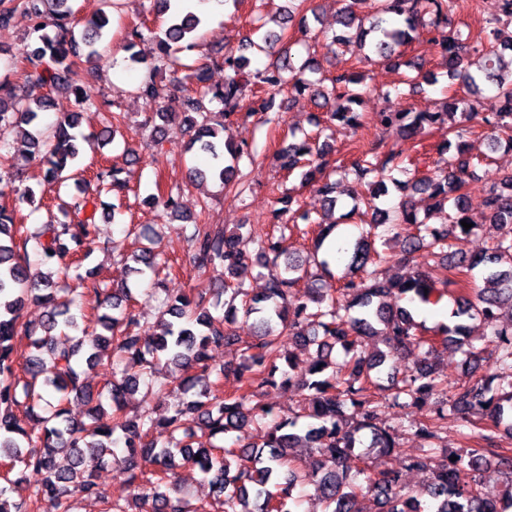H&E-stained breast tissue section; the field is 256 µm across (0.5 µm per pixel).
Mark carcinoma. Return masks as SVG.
Here are the masks:
<instances>
[{
  "mask_svg": "<svg viewBox=\"0 0 512 512\" xmlns=\"http://www.w3.org/2000/svg\"><path fill=\"white\" fill-rule=\"evenodd\" d=\"M72 0H0V28L12 25L16 12L28 20L21 76L25 83L49 89L50 94L32 100L24 86L8 76L0 79V135L11 133L14 141L39 158L41 188L52 189L72 180L80 196L59 199L57 207L63 219L44 224H16L14 212L0 207V512H73L78 495L104 505V512H129L128 504L109 501L92 475L81 469L83 456L90 453L101 459L114 456L113 448L122 446L121 464L134 496L141 500L140 512H292L295 492L303 486L314 488L323 504V512H363L361 499L374 496L377 512H512V448L500 446L497 428L507 422L512 427V174L495 178L493 188L483 200L482 215L500 229L492 247L472 257L459 251L458 241L480 228L472 222L467 205V176L472 165L464 137L467 123L484 108L482 121L496 132L512 129V59L504 60L512 43L498 46L497 25L512 22V0H500L501 15L487 21L483 36L468 44L459 34L440 28L448 0H377L370 20L353 9L356 0H347L339 10L338 27L326 34L340 48L367 51L385 65L395 64L401 48L416 38L423 28L440 49L447 63V76L460 80L463 93L448 96L438 112H405L391 106L378 113L385 128H395L408 140L433 125H448L447 170L435 175L417 172L401 181L393 172L402 167L403 150L389 149L383 158L356 160L351 173L362 180L377 174L375 190L360 199L373 213L380 212L376 200L393 185L405 194L394 212H383L381 220L363 228L360 236L332 255L322 251L336 222L327 221L338 206L336 183L330 181L326 159L328 152L315 137L291 143L278 152L282 167L303 170V183L312 186L324 198L326 211L315 217L299 200L288 194L277 199V214L288 216L293 228L308 234L320 227L307 257L285 256L282 238L255 235L240 224L229 233L217 224L186 222L189 259L199 274L218 272L220 290L229 294L224 315L215 316L206 307L205 288L168 297L162 302L157 321L159 332L141 334L142 326L131 307V288H109L94 270L81 271L89 252L86 240L96 232L97 198L102 193L120 195L128 188L120 178L122 168L101 164L91 168L80 160L78 141L82 111L96 109L109 114L107 126L99 136L115 135L124 115L116 100L99 97L94 91V69L79 76V64H92L100 56V45L107 42L110 19L97 14L75 31ZM171 0H147L144 11L168 16L166 28L155 31L143 23L126 32L125 51L133 64L150 71L168 65L177 68L178 53L196 47L194 32L207 16L188 6L170 11ZM285 39L284 32L258 29L241 39L240 49L251 54L269 55ZM152 45L150 54L137 46ZM226 72L224 85L208 84L209 66L201 64L189 74L191 87L183 88L175 98L178 112H151L145 120L151 142L158 144L172 119L179 115L190 134V148L210 159V164L190 169V184L210 178L224 191L240 196L239 163H256L248 148L224 139V122L242 109L251 116L269 121L276 98L284 89L297 94L308 92L320 101L339 102L329 112L331 121L360 125V78L343 71L325 80H311L306 71L309 61L294 67L282 60L277 65L249 69L250 58L234 51L222 60H213ZM330 82L331 87L324 86ZM491 84L494 94L484 95ZM65 91L73 95L78 108L65 115L47 133L40 127L39 114L50 107L51 94ZM137 96L154 108L168 98L166 88L148 76L136 87ZM219 101L224 109L218 118L203 115L204 101ZM181 189L158 196L163 212L178 215ZM421 194L431 201V209L455 211L448 225L437 229L419 220L413 198ZM473 223L465 229L461 221ZM405 233L404 256L421 248L429 249L437 259L435 271L381 280L376 266L383 255L376 240L387 245ZM158 231L145 237L148 245L131 255L132 271L154 281L169 261L157 251ZM254 245V251L248 245ZM256 260L269 268L264 290L257 295L234 284L238 269ZM341 263L345 272L334 292L308 287L303 296L295 288L309 274V266L329 272ZM483 285H477L476 279ZM71 280L79 287L104 297L112 313L94 316L62 294L60 281ZM459 287L453 325L444 326L431 337L425 336L414 319V304L440 303L448 287ZM43 309L42 320L34 324L23 319L26 305ZM254 317L256 341L243 353V362L234 368L242 392L225 396L210 380L216 368L210 350L233 345L237 341L232 323L238 310ZM475 320L490 329L483 336L471 334L467 321ZM96 322L102 331L90 329ZM302 347H315L316 360L305 370L294 372V354L285 348L281 337ZM371 336H381L386 349L368 353L364 344ZM23 354V375H17L18 349ZM113 345L116 359L112 372L100 391L87 383L78 356L87 353V367H94L99 350ZM341 346L345 358L338 363L332 357ZM421 349L413 364L401 369L403 355L412 348ZM453 347L474 366L469 381L448 386L440 378L434 358L439 350ZM491 361L496 373H477L479 363ZM183 372L185 391H194V399L181 405L166 403L164 389L155 385L153 373L162 363ZM384 374L391 383L388 402L398 408L415 409L422 418L411 424L422 441L421 454L411 458L409 469L430 474L429 501L410 494L399 468L386 467L364 482L348 473V462L355 449L364 445L389 456L398 448V429L381 425L378 402L371 388L377 376ZM294 386L302 392L304 417L310 422L301 427L299 416L280 417L269 407L251 404L254 393L267 386ZM143 391L146 407L131 415L126 395ZM78 398L88 406L87 420L70 418L67 404ZM197 417L209 435L234 434L235 447L220 445L195 447L182 418ZM459 416L462 425L473 427L476 421L491 425L480 434L481 443L457 451L440 446V434L448 415ZM262 424L266 431L259 443L249 441L252 426ZM65 453L69 463L59 466L57 455ZM200 459H195V456ZM456 460H450L451 456ZM198 468L212 491V499L191 505L179 492L178 463ZM30 471L41 476L38 484L24 488L22 478H11ZM505 473L509 482L498 499L483 493L487 478Z\"/></svg>",
  "mask_w": 512,
  "mask_h": 512,
  "instance_id": "1",
  "label": "carcinoma"
}]
</instances>
